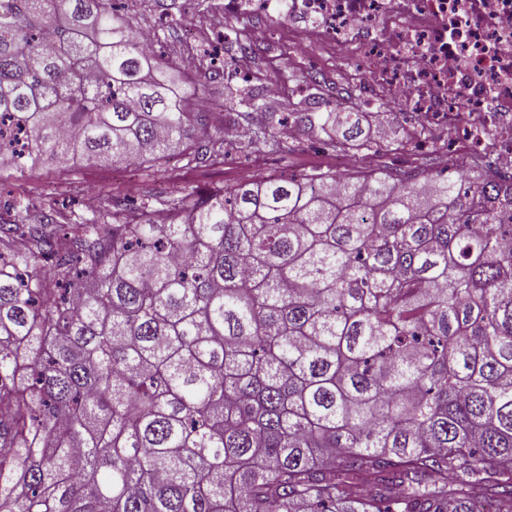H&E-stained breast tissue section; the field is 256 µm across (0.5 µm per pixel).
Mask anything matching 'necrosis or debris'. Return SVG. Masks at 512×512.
I'll return each mask as SVG.
<instances>
[{"mask_svg": "<svg viewBox=\"0 0 512 512\" xmlns=\"http://www.w3.org/2000/svg\"><path fill=\"white\" fill-rule=\"evenodd\" d=\"M286 22L355 51L363 92L447 132L451 163L480 154L512 176V0H289Z\"/></svg>", "mask_w": 512, "mask_h": 512, "instance_id": "necrosis-or-debris-1", "label": "necrosis or debris"}]
</instances>
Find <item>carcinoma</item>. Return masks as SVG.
Listing matches in <instances>:
<instances>
[{
  "mask_svg": "<svg viewBox=\"0 0 512 512\" xmlns=\"http://www.w3.org/2000/svg\"><path fill=\"white\" fill-rule=\"evenodd\" d=\"M114 3L0 0V117L26 139L0 169L140 167L207 134ZM238 106L249 146L394 144L351 91ZM467 167L0 224V512H512V179Z\"/></svg>",
  "mask_w": 512,
  "mask_h": 512,
  "instance_id": "cac0c4a2",
  "label": "carcinoma"
}]
</instances>
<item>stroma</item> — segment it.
<instances>
[{"mask_svg": "<svg viewBox=\"0 0 512 512\" xmlns=\"http://www.w3.org/2000/svg\"><path fill=\"white\" fill-rule=\"evenodd\" d=\"M130 12L141 31L157 33L155 54L165 62L178 63L183 55L191 53L199 61V71L206 74L214 46H222L227 56L239 50L237 43L218 42L225 29L241 26L236 15L225 13L224 0H176L166 17L156 0H132ZM308 75L317 77L319 95L326 100L336 99L355 86L310 38H291L279 32L255 57L252 89L267 96L268 82L276 80L287 96L294 88V78ZM337 159L336 151L302 136L290 149L280 152L246 155L232 151L222 162L203 160L188 168L174 155L166 159L165 165L173 177L205 194L242 180L247 171L258 178H276L332 169ZM152 186L145 172L125 164H80L59 172L48 165L30 163L0 173V224H28L43 213L54 214L62 223L88 218L93 212L111 209L116 192L121 193L124 207L132 210Z\"/></svg>", "mask_w": 512, "mask_h": 512, "instance_id": "35a3bbf8", "label": "stroma"}]
</instances>
